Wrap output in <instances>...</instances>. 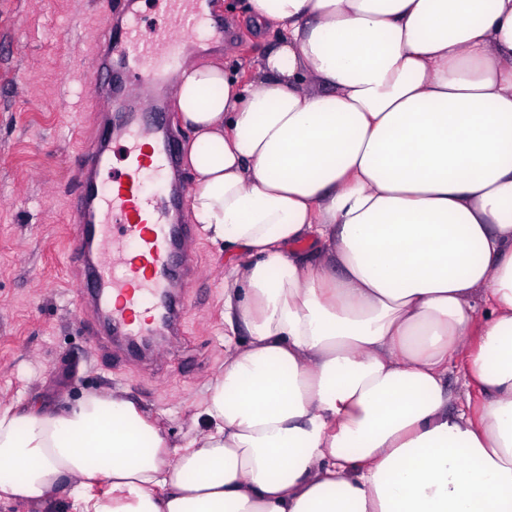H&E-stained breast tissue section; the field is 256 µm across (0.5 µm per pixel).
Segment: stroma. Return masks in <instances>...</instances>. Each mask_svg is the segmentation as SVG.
<instances>
[{
  "label": "stroma",
  "mask_w": 512,
  "mask_h": 512,
  "mask_svg": "<svg viewBox=\"0 0 512 512\" xmlns=\"http://www.w3.org/2000/svg\"><path fill=\"white\" fill-rule=\"evenodd\" d=\"M97 0H0V403L62 408L91 392L140 405L175 444L199 437L194 421L224 366V277L237 252L195 233L192 286L178 335L143 360L91 345L94 311L66 250L68 190L77 154L98 134L99 97L83 86L99 48ZM228 32L193 60L251 64L272 41L244 10L218 13Z\"/></svg>",
  "instance_id": "35a3bbf8"
}]
</instances>
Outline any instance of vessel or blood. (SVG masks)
<instances>
[{
	"label": "vessel or blood",
	"mask_w": 512,
	"mask_h": 512,
	"mask_svg": "<svg viewBox=\"0 0 512 512\" xmlns=\"http://www.w3.org/2000/svg\"><path fill=\"white\" fill-rule=\"evenodd\" d=\"M165 16L149 31L134 0L118 12L112 0H99L98 71L113 86L150 87L157 100L144 112L111 110L74 169L71 243L83 296L100 319L87 329L94 344L106 329L132 342L166 334L178 271L193 264L192 227L176 221L185 188L175 180L180 145L166 118L175 101L164 86L197 39H223L224 29L210 23L205 0H167Z\"/></svg>",
	"instance_id": "obj_1"
}]
</instances>
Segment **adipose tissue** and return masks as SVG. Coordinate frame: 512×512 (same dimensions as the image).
<instances>
[{
	"label": "adipose tissue",
	"mask_w": 512,
	"mask_h": 512,
	"mask_svg": "<svg viewBox=\"0 0 512 512\" xmlns=\"http://www.w3.org/2000/svg\"><path fill=\"white\" fill-rule=\"evenodd\" d=\"M272 46L175 80L193 223L236 248L172 444L118 393L0 405V502L512 512V0H247ZM463 360L475 397L444 380Z\"/></svg>",
	"instance_id": "adipose-tissue-1"
}]
</instances>
